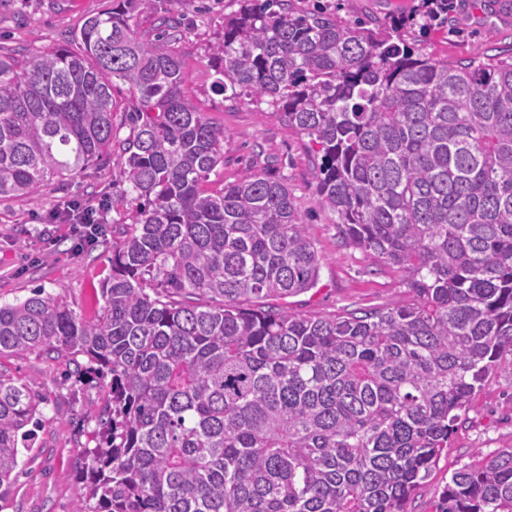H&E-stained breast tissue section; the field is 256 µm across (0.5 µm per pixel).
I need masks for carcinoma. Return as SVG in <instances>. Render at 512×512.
<instances>
[{
  "instance_id": "1",
  "label": "carcinoma",
  "mask_w": 512,
  "mask_h": 512,
  "mask_svg": "<svg viewBox=\"0 0 512 512\" xmlns=\"http://www.w3.org/2000/svg\"><path fill=\"white\" fill-rule=\"evenodd\" d=\"M152 2L87 17L79 54L0 55L1 200L109 159L112 86L136 99L119 156L135 215L112 226L100 314L40 288L0 305V354L82 355L110 378L76 512H407L512 355V56L433 62L290 0L224 18L213 90L318 146L321 206L413 294L313 318L246 306L315 287L322 258L283 180L201 189L224 131L186 98L172 27L132 28ZM39 414L0 377V502ZM442 503L512 512V448L476 454Z\"/></svg>"
}]
</instances>
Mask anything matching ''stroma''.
<instances>
[{
	"label": "stroma",
	"mask_w": 512,
	"mask_h": 512,
	"mask_svg": "<svg viewBox=\"0 0 512 512\" xmlns=\"http://www.w3.org/2000/svg\"><path fill=\"white\" fill-rule=\"evenodd\" d=\"M111 0H0V54L22 57L61 46L79 51L72 35L84 17L109 8ZM422 0H295L298 11L327 10L345 23L371 20L393 30L394 40L435 61L462 62L476 52L512 54V0H457L447 22L424 25ZM239 0H167L164 12L139 13L132 25L149 39L160 15L180 19L176 47L183 61V89L213 126L224 132V162L203 187L217 191L260 172L282 178L322 258L315 288L281 301V308L307 316L333 317L385 308L412 295L400 273L374 261L339 233L334 213L318 200L314 172L320 162L307 137L278 121L267 104L216 94L209 54L224 33V20ZM106 203L104 222L131 223L135 203L121 181L120 163L92 165L26 197L0 200V304L30 296L32 289L64 295L82 317L104 304L101 288L111 273V248L77 247L64 211L69 201ZM86 357L31 351L0 356V375L25 385L39 400L42 426L7 512H74L88 484L79 477L85 449L95 447L99 428L86 417L106 401L105 380L86 371ZM512 448V357L497 362L476 390L431 476L415 491L408 512H440L451 474L475 453Z\"/></svg>",
	"instance_id": "obj_1"
}]
</instances>
